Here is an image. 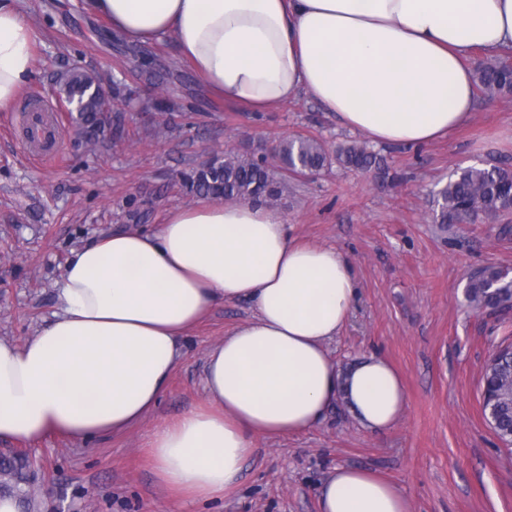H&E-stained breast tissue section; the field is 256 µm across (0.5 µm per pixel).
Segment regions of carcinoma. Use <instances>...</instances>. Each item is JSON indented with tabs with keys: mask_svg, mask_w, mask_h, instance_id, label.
Wrapping results in <instances>:
<instances>
[{
	"mask_svg": "<svg viewBox=\"0 0 512 512\" xmlns=\"http://www.w3.org/2000/svg\"><path fill=\"white\" fill-rule=\"evenodd\" d=\"M475 78L478 89L487 96L512 93V63L505 60L479 63ZM99 84L101 79L96 73L74 67L62 75L56 89L59 100L78 107L72 120L92 145L100 141L106 128L96 91ZM277 153V163L270 164L262 154L226 151L209 164L183 172L181 185L195 196L281 207L285 205L284 188L291 177H313L334 164L362 172L379 165L377 154L358 141L333 149L321 139L298 136L280 141ZM511 194V168L465 169L440 191L433 221L448 225L497 219L512 213ZM466 295L477 310L511 309L512 278L504 276L499 267H484L470 275ZM482 384L485 388H496V425L492 429L503 444H512V356L505 353L486 368ZM2 468L9 470L10 478L0 483V491L13 492L24 502L31 501L27 490L31 486L28 458L1 454Z\"/></svg>",
	"mask_w": 512,
	"mask_h": 512,
	"instance_id": "1",
	"label": "carcinoma"
}]
</instances>
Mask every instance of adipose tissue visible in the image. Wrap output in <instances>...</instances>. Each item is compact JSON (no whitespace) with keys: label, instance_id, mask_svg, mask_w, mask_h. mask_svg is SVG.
I'll return each instance as SVG.
<instances>
[{"label":"adipose tissue","instance_id":"ef3b65f1","mask_svg":"<svg viewBox=\"0 0 512 512\" xmlns=\"http://www.w3.org/2000/svg\"><path fill=\"white\" fill-rule=\"evenodd\" d=\"M128 41L173 35L220 100L253 112L306 96L377 144L419 147L466 124L474 52L512 49V0H86ZM16 0H0V108L34 68ZM356 284L347 255L293 239L279 210L191 203L152 232L113 231L72 251L57 309L21 346L0 340V439L50 434L84 444L141 422L212 308L254 314L207 356L200 405L157 425L148 455L177 495L235 494L260 438L314 429L344 402L384 432L407 402L403 379L370 354L339 367ZM320 512H411L403 489L335 467Z\"/></svg>","mask_w":512,"mask_h":512}]
</instances>
